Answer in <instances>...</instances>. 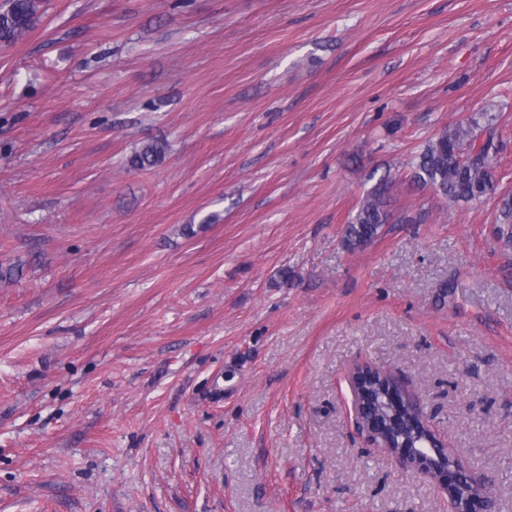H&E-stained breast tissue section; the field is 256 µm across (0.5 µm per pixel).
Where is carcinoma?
I'll use <instances>...</instances> for the list:
<instances>
[{"label": "carcinoma", "instance_id": "carcinoma-1", "mask_svg": "<svg viewBox=\"0 0 512 512\" xmlns=\"http://www.w3.org/2000/svg\"><path fill=\"white\" fill-rule=\"evenodd\" d=\"M37 0H4L0 4V42L14 43L21 39L36 22ZM496 116L484 115V124L471 121L455 124L429 142L413 166L412 181L431 187L448 199V205L470 203L495 194L501 158ZM166 153V144L152 141L145 144L130 159L133 167H145L159 162ZM392 183L382 177L367 192L355 217L345 225L343 241L354 249L378 237L384 225L390 223ZM498 237L512 238V197L499 202ZM381 380L368 383L374 399V410L388 425L390 441L400 444L410 441L420 432L413 428L395 429L389 426V409L381 394Z\"/></svg>", "mask_w": 512, "mask_h": 512}]
</instances>
